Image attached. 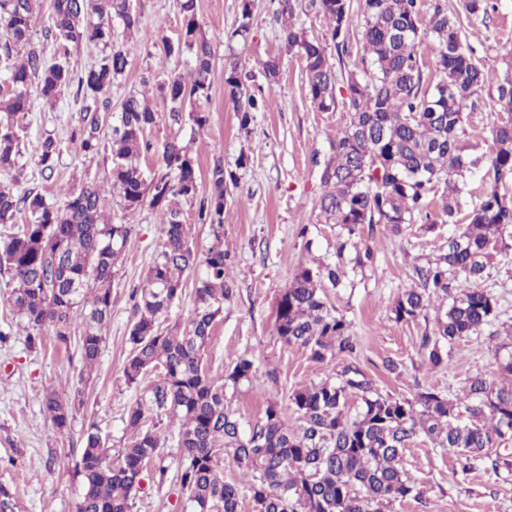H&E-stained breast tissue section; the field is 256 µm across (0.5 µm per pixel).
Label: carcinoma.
<instances>
[{
	"mask_svg": "<svg viewBox=\"0 0 512 512\" xmlns=\"http://www.w3.org/2000/svg\"><path fill=\"white\" fill-rule=\"evenodd\" d=\"M329 21L338 57L351 42L349 0H311ZM39 0H0V52L8 71V90L0 92V170L18 168L20 120L31 109V92L46 103L76 87L82 102L81 124L74 136L81 151L111 154L109 193L119 207L132 213L144 204L156 208L162 245L149 266L143 288L135 295L136 321L128 336L130 351L123 375L138 384L150 372L159 381L145 401L127 412L129 445L112 452L96 422L83 434L75 462L81 478L82 512H133L141 492L142 474L160 444V435L145 427L151 412L172 415L180 422L182 458L177 480L186 495L211 512H240V488L224 480L219 456H232L247 478L255 512H388L396 502L420 501L423 492L403 465V451L418 439L455 453L462 470L483 465L495 474L512 473V456L491 455L490 449L512 443V354L500 363L506 382L480 375L466 381L453 396L420 391L411 398L379 393L354 364L337 375L294 390L288 410L266 407L262 422L244 427L227 403L251 381L256 361L241 355L218 378L203 363L216 318L232 298L226 280L229 253L224 250V185L234 175L224 163L209 170L211 192L199 196V166L188 146L177 139L162 145L161 171L146 177L142 155L151 149L146 132L163 118L145 96L130 94L122 101L120 123L109 124L99 98L124 74L127 50L112 44V17L129 31H140L139 15L129 0H52L45 36L75 46L102 49L97 64L73 74L66 62L47 57L45 47L30 41ZM184 23L177 43L164 42L167 54L185 50L194 57L187 76L174 75L158 84L169 118L183 120L188 101L209 100L213 54L195 18L194 0H184ZM235 29L229 40H247L254 0H239ZM468 16L489 18V0H462ZM436 45L437 81L423 86L419 47ZM362 68L337 73L326 48L286 27L285 51L304 63L305 89L322 111L342 104L346 126L331 140V155L321 172L326 187L319 206L327 224L351 238L364 226L383 225L395 233L425 219V231L452 224L446 249L436 259L414 268L419 287L406 288L394 305L396 321H412L432 297L448 298L435 319L434 335L422 340L428 361L448 363L449 348L464 337L479 336L499 316L498 303L483 287L486 270L512 241V75L504 77L493 100L498 120L489 155L477 153L467 140L465 112L486 83L459 21L435 3L428 19L420 0H364L361 26ZM21 46L22 59L13 60ZM249 75L229 57L224 82L237 112L239 129L249 132L253 113L266 107L248 89ZM42 173L53 175L59 155L50 135L36 149ZM484 169L490 184L480 203L468 211L466 197L474 170ZM443 192L437 212L430 210ZM199 200L198 219L210 225L214 242L204 255L189 245L180 212L171 199ZM104 189L95 183L50 202L35 189L15 193L0 185V270L16 283L9 304L27 330L33 348L43 330L52 328L66 343L72 329L83 328L78 349L83 363L71 393H45L42 410L59 433L69 430L83 407L85 384L95 370L112 311V275L132 232L130 224L105 219ZM28 222L17 225L18 216ZM205 273L195 287V306L184 326L161 328L160 319L184 291L183 273L196 267ZM339 285V272L329 264L299 265L288 288L276 302L274 327L286 346L309 352L318 363L345 360L355 344L350 323L327 304L325 285Z\"/></svg>",
	"mask_w": 512,
	"mask_h": 512,
	"instance_id": "carcinoma-1",
	"label": "carcinoma"
}]
</instances>
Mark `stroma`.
Returning a JSON list of instances; mask_svg holds the SVG:
<instances>
[{"mask_svg":"<svg viewBox=\"0 0 512 512\" xmlns=\"http://www.w3.org/2000/svg\"><path fill=\"white\" fill-rule=\"evenodd\" d=\"M473 47L486 76L484 90L468 111L467 138L480 151H488L496 115L493 99L512 61V0H495L496 10L486 21L468 18L461 0H443ZM182 0H130L147 31H161L158 40L129 34L121 19H113V41L129 51L126 72L103 95L105 110L118 115L129 94H146L159 110L166 111L158 83L174 74H187L190 55H168L164 41L181 36ZM238 0H196V20L209 39L214 56L209 100L193 103V110L209 114L205 128L191 122H160L147 134L153 148L141 165L146 174L158 170L159 151L170 138L187 144L199 164L201 193H209L206 177L214 161L235 175L224 191V246L231 253L226 277L235 285L204 356L211 375L221 376L240 355L254 356L259 370L249 385L231 398L244 424L261 422L268 403L287 406L289 394L320 382L333 368L313 361L308 352L281 343L274 330L277 298L288 288L300 263L316 260L340 272L338 287L328 289L331 306L350 324L356 343V365L382 395L412 397L433 388L457 393L467 378L482 375L498 379L499 363L512 352V248L497 256L484 283L499 304V317L491 334L458 341L444 369L431 368L421 347L423 336L434 330V316L441 305L432 299L425 316L411 322L396 321L393 305L404 288L414 285V265L425 264L446 246L453 227L439 225L432 234L410 225L401 234L375 226L367 242L372 263L358 267L354 247L340 248L339 229L325 223L319 201L324 187L322 167L330 156V141L347 122L343 108L322 111L307 96L304 64L286 54L285 33L277 19L279 0H255L251 35L247 42H229L236 26ZM235 52L240 69L257 72L270 56L282 59L276 81L256 80L268 106L255 113L251 134L239 130L230 90L224 83V62ZM81 104L65 91L53 104L35 102L23 120L20 190L37 189L48 200H62L68 190L85 183L107 184L111 161L106 154L87 158L72 133L80 123ZM58 140L60 155L52 177L42 176L35 148L44 136ZM104 207L114 223L133 230L112 278V317L97 369L87 390L85 405L70 431L56 433L41 413L46 389L68 393L82 368L76 341L58 342L45 331L41 344L28 347L26 330L14 316L8 299L14 287L8 274L0 273V485L13 495L14 512H75L82 493L71 459L82 446L85 419H94L113 448L126 447L129 408L150 395L157 374L139 385H128L123 376L134 321L131 295L142 287L147 270L161 246L159 213L142 207L128 214L113 199ZM395 360L400 374L388 372L384 363ZM276 371L269 379L268 371ZM147 426L161 436L157 457L147 465L144 486L133 512H183L186 495L177 479L181 458L179 422L169 416L149 415ZM406 469L424 492L422 502L407 500L391 512H512V476L501 478L484 469L461 473L446 450L418 441L404 453Z\"/></svg>","mask_w":512,"mask_h":512,"instance_id":"1","label":"stroma"}]
</instances>
